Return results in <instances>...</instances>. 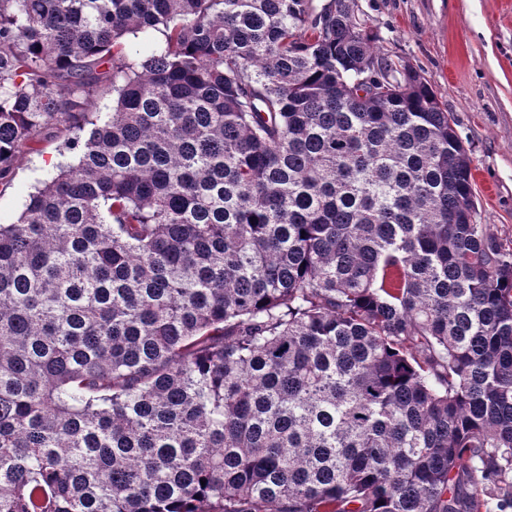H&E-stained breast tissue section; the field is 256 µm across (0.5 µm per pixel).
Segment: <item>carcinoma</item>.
Instances as JSON below:
<instances>
[{
    "mask_svg": "<svg viewBox=\"0 0 512 512\" xmlns=\"http://www.w3.org/2000/svg\"><path fill=\"white\" fill-rule=\"evenodd\" d=\"M375 41L356 0H0V185L61 156L0 222V512H512V250ZM59 144L55 138L42 136L19 154L12 185L0 193L1 215L20 213L26 196L33 191L36 178L57 163Z\"/></svg>",
    "mask_w": 512,
    "mask_h": 512,
    "instance_id": "carcinoma-1",
    "label": "carcinoma"
}]
</instances>
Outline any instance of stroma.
<instances>
[{"mask_svg": "<svg viewBox=\"0 0 512 512\" xmlns=\"http://www.w3.org/2000/svg\"><path fill=\"white\" fill-rule=\"evenodd\" d=\"M381 55L411 66L452 112L472 158L476 220L512 248V0H356ZM57 139L19 154L0 213L19 214Z\"/></svg>", "mask_w": 512, "mask_h": 512, "instance_id": "stroma-1", "label": "stroma"}]
</instances>
